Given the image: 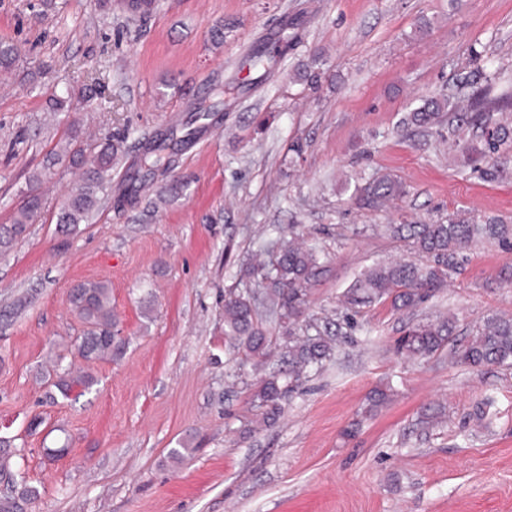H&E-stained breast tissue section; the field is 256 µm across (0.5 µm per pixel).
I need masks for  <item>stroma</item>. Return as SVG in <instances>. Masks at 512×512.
<instances>
[{"instance_id":"35a3bbf8","label":"stroma","mask_w":512,"mask_h":512,"mask_svg":"<svg viewBox=\"0 0 512 512\" xmlns=\"http://www.w3.org/2000/svg\"><path fill=\"white\" fill-rule=\"evenodd\" d=\"M287 37L265 81L241 68L255 42ZM0 41L20 54L0 78V225L69 127L88 139L130 129L132 160L214 80L248 85L174 155L179 197L158 203L160 180L117 170L129 203L65 235L53 216L76 174L60 164L37 187L41 219L0 255V437L26 450L39 491L28 512H512V366L395 349L422 321L453 318L461 342L488 315L512 317V248L474 243L410 310L341 304L365 270L416 260L400 225L472 211L512 225V146L491 155L480 129L454 141L447 124L404 122L420 97L456 94L479 58L500 67L495 93H512V0H156L143 18L96 0H0ZM94 81L88 108L52 110L53 94ZM383 177L402 192L375 210L362 189ZM282 232L320 246L306 313L330 318L338 342L261 426L224 293ZM84 281L111 290L117 358L88 363L74 348L69 293ZM52 369L96 383L49 404L40 376ZM382 385L391 402L366 413ZM437 405L442 423L424 424ZM180 446L190 453L176 465Z\"/></svg>"}]
</instances>
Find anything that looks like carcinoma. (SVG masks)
Listing matches in <instances>:
<instances>
[{
  "instance_id": "obj_1",
  "label": "carcinoma",
  "mask_w": 512,
  "mask_h": 512,
  "mask_svg": "<svg viewBox=\"0 0 512 512\" xmlns=\"http://www.w3.org/2000/svg\"><path fill=\"white\" fill-rule=\"evenodd\" d=\"M288 48L287 40L277 52L255 45L249 49L243 65L262 78L277 65V58L288 52ZM18 61V49L0 42V71L14 70ZM497 76L498 70L477 65L463 77L462 84L469 88L463 100L425 97L409 113V123L419 127L433 126L441 122L446 112L451 136L476 125L490 126L494 113L512 107V97L493 95ZM240 89L241 85L234 82L213 84L196 101L192 111L205 116L213 111L210 99H219ZM129 135L130 131L126 129L92 143L76 131L66 136L50 152L43 168L28 176V188L11 216L10 226L0 231V252L8 251L16 240L24 237L28 225L42 216L43 200L35 193L34 186L63 162L78 172L79 177L55 214L56 224L62 232L69 234L79 225L89 223L112 195V171L125 154L124 144ZM489 138V150L494 154L512 141V128L497 123L489 132ZM156 140L158 144L143 148L137 163L153 175L164 176L160 194L175 197L187 182L173 174L171 159L162 155L168 148L167 135L161 133ZM364 192L366 204L380 209L401 192V185L381 178L369 183ZM404 229L413 240L415 252L427 258L428 263H388L365 271L343 295L345 307L359 309L389 299L396 310L415 308L445 281L448 271L455 267L459 253L471 244L494 240L508 247L512 245V226L491 216L450 217L445 223L407 224ZM321 272L320 252L314 247L300 245L293 236L280 237L269 259L250 267L248 277L264 289L263 302L278 316L283 329L282 335L275 338L269 336L259 320L249 291L234 289L224 294V335L236 341L245 359L256 368H266L274 357L285 364L283 369L270 371L254 383L253 399L266 426L279 419L283 403L297 389L300 377L309 371L320 370L333 351V339L323 335L318 325L309 323L302 333H297L300 319L306 312L308 290ZM70 304L85 323L83 333L76 338L77 351L83 359H111L121 354L122 344L112 336L116 315L112 309L111 289L106 284L92 281L79 284L71 292ZM453 330V323L448 319L419 322L398 339L397 352L409 359L431 358L448 346ZM453 355L458 362L473 368L512 366V317H488ZM94 383V377L89 374H66L56 380L46 379L48 386L56 388L66 398L76 389L82 393L89 390ZM9 447L11 440L0 437V478L23 483L25 477L13 461L19 453ZM37 495V490L28 486L22 487L17 495H0V512H25L26 506Z\"/></svg>"
}]
</instances>
